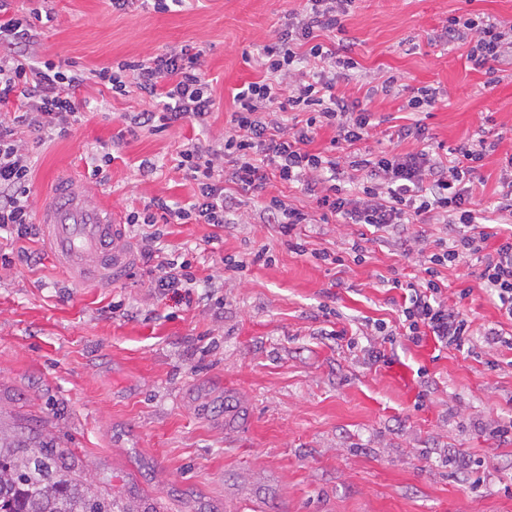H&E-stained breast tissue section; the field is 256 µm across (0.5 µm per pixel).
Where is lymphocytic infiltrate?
<instances>
[{"mask_svg":"<svg viewBox=\"0 0 512 512\" xmlns=\"http://www.w3.org/2000/svg\"><path fill=\"white\" fill-rule=\"evenodd\" d=\"M351 2L306 0L302 18L255 56L265 77L234 95L233 134L205 145L181 146L177 167L196 186L194 203L184 208L156 196L129 211L125 221L149 228L222 225L239 206L237 198L224 193L232 185L239 192H265L269 221L291 231L311 217L288 206L277 186L300 185L314 197L322 221L337 217L352 228L396 230L404 253L419 259L423 278L407 283L397 329L376 324L369 338L372 357L382 359L383 344L397 335L416 345L430 337L460 350L470 341L471 323L445 297L441 267L479 264L482 288L512 321V234L488 232L466 184L468 176L489 163L493 149L479 137L441 152L417 123L397 131L398 139L419 141L417 151H358V143L375 126L373 114L358 101L337 95L338 81L347 79L355 64L335 45L318 39L319 33L342 31ZM41 18V9L15 11L11 0H0V106L15 102L20 109L13 118L0 117V232L13 239L37 236L29 204L33 163L22 137L69 135L86 105L80 92L87 82L110 87L120 96L134 89L151 100V108L131 117L126 131L132 136L184 120L206 123L214 108L200 55L192 47L129 61L116 70L106 66L69 74L52 62H40L35 23ZM447 33L449 41H471L469 58L475 66L512 60V27L499 21L452 17ZM289 110L304 113V120L288 125L283 115ZM326 127L334 132L328 146L312 150L319 130ZM433 212L446 215L447 237L432 242L408 234L409 225L424 222Z\"/></svg>","mask_w":512,"mask_h":512,"instance_id":"lymphocytic-infiltrate-1","label":"lymphocytic infiltrate"}]
</instances>
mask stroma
I'll return each mask as SVG.
<instances>
[{"label": "stroma", "mask_w": 512, "mask_h": 512, "mask_svg": "<svg viewBox=\"0 0 512 512\" xmlns=\"http://www.w3.org/2000/svg\"><path fill=\"white\" fill-rule=\"evenodd\" d=\"M39 57L89 71L183 45L202 53L215 108L207 125L123 136L93 197L126 212L162 196L193 202L195 185L176 168L187 140L208 143L233 131L236 88L262 79L250 53L276 41L303 0H186L160 14L112 10L109 0H53ZM488 15L512 23V0H354L342 33L356 78L336 92L379 119L361 150H417L393 143L392 126L425 124L432 144L457 147L483 136L498 157L512 155V64L498 81L448 42L449 17ZM395 76L439 91L428 112L405 97L374 93ZM81 121L64 138L28 139L34 161L31 205L60 177H82L92 154L110 147L126 118L147 109L137 94L88 84ZM501 167L479 170L473 196L489 224L497 213ZM308 212L296 254L269 223L260 192L242 194L232 223L159 224L167 258L192 259L190 292L154 288L136 256L120 278L68 285L45 241L37 266L0 268V410L30 429L48 427L56 451L126 512H512V445L483 426L512 419V350H435L400 338L385 360L368 355L375 322L397 319L393 278L414 276L395 232L363 242L339 221L323 224L316 201L282 186ZM263 260H256V253ZM345 257V265L333 256ZM244 264L224 267L225 257ZM475 266L441 267L449 300H460L474 331L512 322L479 288ZM354 334L356 346L339 338Z\"/></svg>", "instance_id": "stroma-1"}]
</instances>
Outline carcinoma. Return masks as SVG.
I'll return each mask as SVG.
<instances>
[{
	"label": "carcinoma",
	"mask_w": 512,
	"mask_h": 512,
	"mask_svg": "<svg viewBox=\"0 0 512 512\" xmlns=\"http://www.w3.org/2000/svg\"><path fill=\"white\" fill-rule=\"evenodd\" d=\"M50 447L41 430L0 428V512H112V495L42 452Z\"/></svg>",
	"instance_id": "carcinoma-1"
}]
</instances>
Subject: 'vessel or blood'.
<instances>
[{"label": "vessel or blood", "instance_id": "1", "mask_svg": "<svg viewBox=\"0 0 512 512\" xmlns=\"http://www.w3.org/2000/svg\"><path fill=\"white\" fill-rule=\"evenodd\" d=\"M39 220L70 283H104L124 270L130 254L118 248L122 226L110 205L92 202L73 177L57 179Z\"/></svg>", "mask_w": 512, "mask_h": 512}]
</instances>
